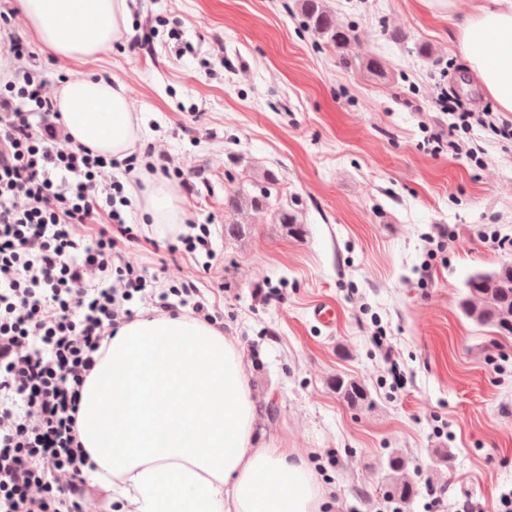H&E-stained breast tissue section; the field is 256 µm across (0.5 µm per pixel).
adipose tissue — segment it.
<instances>
[{"mask_svg": "<svg viewBox=\"0 0 512 512\" xmlns=\"http://www.w3.org/2000/svg\"><path fill=\"white\" fill-rule=\"evenodd\" d=\"M26 25L55 56L99 59L131 30L129 0H20ZM458 52L482 91L512 112V0H480L457 22ZM57 109L74 142L123 159L140 140L127 87L69 77ZM158 234L183 219L158 181L138 198ZM79 438L95 482L118 486L132 512H320L317 482L282 448H253L241 355L214 325L184 315L138 318L113 334L87 377Z\"/></svg>", "mask_w": 512, "mask_h": 512, "instance_id": "ef3b65f1", "label": "adipose tissue"}]
</instances>
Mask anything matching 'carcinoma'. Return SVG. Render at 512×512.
Listing matches in <instances>:
<instances>
[{
    "instance_id": "1",
    "label": "carcinoma",
    "mask_w": 512,
    "mask_h": 512,
    "mask_svg": "<svg viewBox=\"0 0 512 512\" xmlns=\"http://www.w3.org/2000/svg\"><path fill=\"white\" fill-rule=\"evenodd\" d=\"M302 11L308 27L318 36L327 39L337 48L344 49L351 42L349 31L336 23L334 15L327 10L322 0H303ZM260 194L251 197L250 209L256 213L268 210L271 206V186ZM278 223L288 227V234L302 232L297 216L282 206L276 212ZM459 307L464 316L480 327L492 329L503 338L512 337V262L505 261L490 272L472 275L466 284ZM336 394L347 404L357 407L364 405L369 398L366 386L356 378L337 377L334 383Z\"/></svg>"
}]
</instances>
